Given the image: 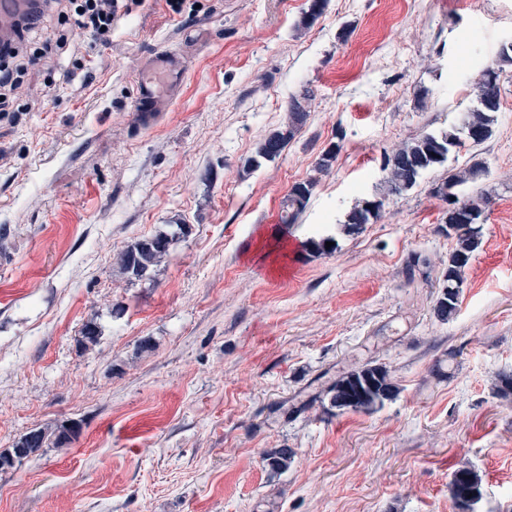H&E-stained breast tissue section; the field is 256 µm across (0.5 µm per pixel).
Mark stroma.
<instances>
[{"label":"stroma","instance_id":"35a3bbf8","mask_svg":"<svg viewBox=\"0 0 512 512\" xmlns=\"http://www.w3.org/2000/svg\"><path fill=\"white\" fill-rule=\"evenodd\" d=\"M127 3L111 44L74 36L60 73L28 69L0 112V452L80 426L0 471V512H458L463 466L483 477L473 512H512V395L494 391L512 372V67L477 148L491 203L450 320L434 313L448 206L431 194L448 169L397 195L381 170L474 106L512 0H327L306 30L310 0ZM162 50L188 71L145 129L136 80ZM308 90L295 138L249 169ZM313 175L271 274L245 250ZM361 199L382 200L377 219L341 231ZM180 224L150 278L122 272L128 244ZM317 230L337 249L301 253ZM370 361L397 395L331 407L326 387ZM273 448L295 450L288 470L265 465ZM66 426H61L57 431L47 434L44 430L35 429L23 435L14 444L11 451L0 453V459L10 456H21L18 463L38 452L45 444H53L56 447L71 443L77 436L79 430H75L69 435L66 432Z\"/></svg>","mask_w":512,"mask_h":512}]
</instances>
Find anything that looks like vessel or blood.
<instances>
[{
	"label": "vessel or blood",
	"mask_w": 512,
	"mask_h": 512,
	"mask_svg": "<svg viewBox=\"0 0 512 512\" xmlns=\"http://www.w3.org/2000/svg\"><path fill=\"white\" fill-rule=\"evenodd\" d=\"M185 73L182 55L159 51L148 59L138 75L135 106L142 124L153 123L178 92Z\"/></svg>",
	"instance_id": "vessel-or-blood-1"
}]
</instances>
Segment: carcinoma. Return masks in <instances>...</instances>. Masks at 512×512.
<instances>
[{"label": "carcinoma", "mask_w": 512, "mask_h": 512, "mask_svg": "<svg viewBox=\"0 0 512 512\" xmlns=\"http://www.w3.org/2000/svg\"><path fill=\"white\" fill-rule=\"evenodd\" d=\"M326 0H312V5L298 22V28H310L322 13ZM512 66V48L502 47L496 59L481 74L476 84L477 104L467 112L461 113L450 129L439 133L425 132L402 144L391 154L385 156L382 171L386 193L400 194L415 187L422 175L436 167L448 163L455 153L454 147L460 138L468 133L478 136L470 148H475L489 139L493 133L494 113L500 108V76L504 68ZM312 93L305 91L289 101L288 121L260 140L255 147V155L249 160L253 168L260 166L263 160H273L298 133L306 119ZM489 175L486 162L479 155L471 154L465 167L448 170V177L432 188L431 194L448 204L446 224L454 231L455 244L448 255V269L444 274L443 292L438 298L434 311L438 318L447 320L456 314L463 284L465 268L472 253L479 246L478 230L488 197L471 192V186ZM318 183L317 178L295 184L285 201L286 215L284 223L292 226L304 211L312 191ZM377 208H371V201H359L348 213L343 231H359L370 220L377 217L383 202L376 200ZM179 234H158L138 239L129 244L118 258L123 273L136 279L150 276L153 268L166 256L177 243ZM335 241L331 236L314 235L303 242L308 254H317L328 250L326 243ZM397 393L389 371L383 365L366 363L336 377L327 390L331 406L338 410L370 411L391 400ZM78 431L66 432L62 426L48 434L41 429L31 430L14 444L11 451L0 453V459L19 456L26 459L38 452L46 444L57 447L71 443ZM295 456L292 448H273L264 453L266 465L273 471L288 469ZM450 495L457 508H471L482 496V478L474 470L463 467L457 470L449 485Z\"/></svg>", "instance_id": "obj_1"}]
</instances>
